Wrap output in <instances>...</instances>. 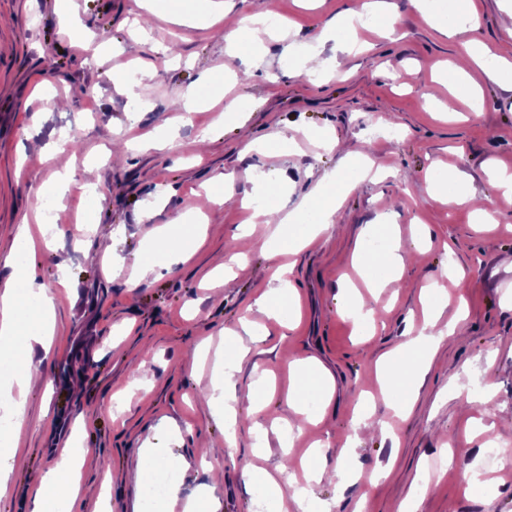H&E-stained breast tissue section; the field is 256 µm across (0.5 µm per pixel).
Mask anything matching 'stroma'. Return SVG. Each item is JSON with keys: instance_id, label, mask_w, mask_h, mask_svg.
Wrapping results in <instances>:
<instances>
[{"instance_id": "obj_1", "label": "stroma", "mask_w": 512, "mask_h": 512, "mask_svg": "<svg viewBox=\"0 0 512 512\" xmlns=\"http://www.w3.org/2000/svg\"><path fill=\"white\" fill-rule=\"evenodd\" d=\"M231 2L237 14L274 11L293 29L259 34L232 57L218 36L224 21L189 27L169 20V12L182 11V0H167L163 13L135 15L130 0H83L73 8L88 39L83 48L61 29L51 0H0V283L16 267H31L55 297L51 351H26L28 323L21 339L0 345V360L27 355L44 373L27 395L0 512H33L30 486L73 447L86 451L81 512H102V488L112 512H170L164 497L145 505L149 468L141 449L147 442L188 462L178 477L183 494L212 486L210 475L220 470L224 481L214 494L221 512H260V492L244 483L242 465L275 472L301 459L298 446H284L272 423L293 416L288 365L295 356L313 359L334 382L331 405L305 428L308 441L331 443L314 495L334 502L333 512H403L411 497L416 512H512V483L497 477L504 463L490 458L474 433L486 428L512 446V307L506 300L512 196L502 195L491 177L495 169L512 173V89L485 88L478 112L456 103L454 121L432 110L429 96L448 97L437 75L464 55L465 38L441 34L408 0H394L397 36L373 22L361 25L357 35L367 46L351 54L316 39L349 0ZM476 3L487 56L511 52L512 19L497 0ZM115 55L148 92L134 123L131 97L102 75ZM333 64L337 76L324 79ZM202 86L210 95L201 109L185 111V89ZM233 99L237 111L225 113ZM65 124L75 127L82 145L67 157L76 172L94 170L102 198L90 200L72 184L59 202L49 248L32 254L15 230L39 220L37 190H55L56 165L47 154ZM207 124L212 141L200 152L194 141ZM283 129L296 140L291 152L244 153L243 135L261 140ZM119 131L150 144L122 167L112 164ZM325 131L338 139L335 150L320 146ZM157 139L164 149L152 148ZM350 150L384 165V172L360 176L359 165L346 158ZM442 170L464 174L471 203L448 208L429 194V180ZM224 172L234 174L236 196L206 207L213 177ZM339 178L354 185L313 249L274 257L262 250L275 227L248 225L244 198L262 194L270 209L291 211L316 193L333 194ZM159 183L169 191L162 203L153 196ZM478 203L498 212L499 223H477ZM201 213L205 239L190 261L172 264L167 253L152 254L156 226L193 224ZM382 215L401 249L421 253L422 261L373 294L360 286L352 257L357 240ZM87 224L95 227L89 240L76 232ZM245 232L255 242L246 263L234 268L230 284L208 281ZM451 260L466 271L454 284L440 274ZM165 263L170 271L129 287L135 268ZM280 263L293 266L288 287L301 309L290 327L251 308ZM350 283L374 311L371 335L357 332L344 312ZM433 283L453 299L440 325L457 323L463 333L444 340L428 368L407 358L405 372L421 377L412 408L400 417L378 389L376 362L421 328V290ZM228 330L235 333L230 343ZM219 359L235 366L241 386L268 375L273 399L257 416L239 402L232 455L206 457L201 443L224 440V420L212 403ZM489 383L490 394L484 391ZM465 396L472 402L468 411L461 408ZM358 415L363 423L356 429ZM380 426L387 435L377 434ZM452 449L485 472V485L465 491L457 469L441 463ZM421 470L429 482L417 493L413 480Z\"/></svg>"}]
</instances>
